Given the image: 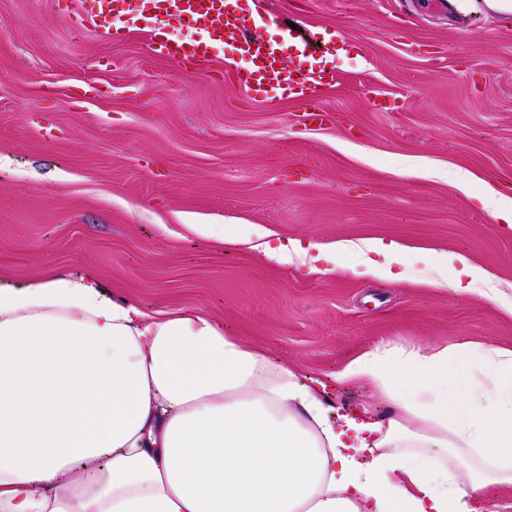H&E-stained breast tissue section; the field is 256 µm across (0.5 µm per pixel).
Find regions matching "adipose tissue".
<instances>
[{
    "label": "adipose tissue",
    "instance_id": "1",
    "mask_svg": "<svg viewBox=\"0 0 512 512\" xmlns=\"http://www.w3.org/2000/svg\"><path fill=\"white\" fill-rule=\"evenodd\" d=\"M364 275L457 294L462 253L373 239ZM339 381L389 405L331 421L300 370L200 309L157 316L93 272L0 279V512H479L512 486V350L376 344Z\"/></svg>",
    "mask_w": 512,
    "mask_h": 512
}]
</instances>
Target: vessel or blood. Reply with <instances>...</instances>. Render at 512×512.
I'll return each instance as SVG.
<instances>
[{
  "label": "vessel or blood",
  "mask_w": 512,
  "mask_h": 512,
  "mask_svg": "<svg viewBox=\"0 0 512 512\" xmlns=\"http://www.w3.org/2000/svg\"><path fill=\"white\" fill-rule=\"evenodd\" d=\"M261 0H236L234 10L224 8V0H93L91 23L106 38L117 41L137 30L144 15H152L157 23L153 31L157 50L180 67L210 61L225 40L238 44L241 57L248 66L239 72L238 82L249 90L268 92L278 88H294L304 94L312 106L305 114L308 124L323 125L327 115L313 99L319 84L285 65L277 45L265 42L257 32L241 23L242 15H250L264 24L268 15L261 13ZM192 27L201 30L197 39L170 41V29Z\"/></svg>",
  "instance_id": "1"
}]
</instances>
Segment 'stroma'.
Masks as SVG:
<instances>
[{
  "label": "stroma",
  "instance_id": "obj_1",
  "mask_svg": "<svg viewBox=\"0 0 512 512\" xmlns=\"http://www.w3.org/2000/svg\"><path fill=\"white\" fill-rule=\"evenodd\" d=\"M262 29L285 60L331 79L321 126L302 96L248 94L183 71L148 44L154 19L113 42L73 26L58 0H0V278L93 271L153 313L196 307L273 363L314 378L330 417L375 421L387 404L338 374L378 343L512 349V234L479 211L466 170L512 196V27L481 0H268ZM324 62L283 40L287 23ZM245 224L282 242L382 238L466 254L496 275L457 295L312 272L198 235Z\"/></svg>",
  "mask_w": 512,
  "mask_h": 512
}]
</instances>
